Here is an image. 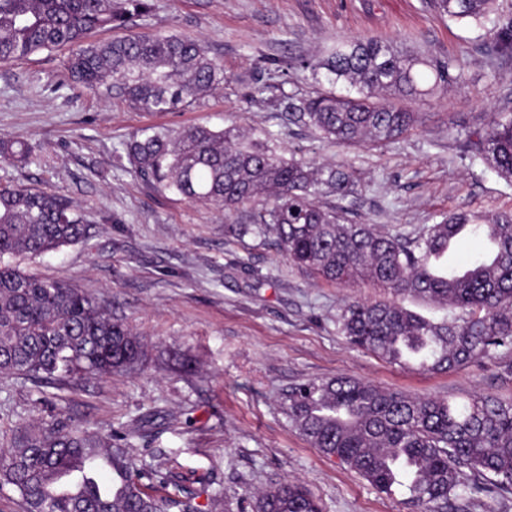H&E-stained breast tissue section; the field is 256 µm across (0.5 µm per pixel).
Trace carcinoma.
Here are the masks:
<instances>
[{
  "label": "carcinoma",
  "mask_w": 512,
  "mask_h": 512,
  "mask_svg": "<svg viewBox=\"0 0 512 512\" xmlns=\"http://www.w3.org/2000/svg\"><path fill=\"white\" fill-rule=\"evenodd\" d=\"M495 0H437L458 23L486 29L487 50L512 58V12ZM150 0H0V63L70 49V77L107 100L143 112H174L215 89L223 68L194 39L176 34H134L89 42L97 29H123L150 12ZM307 66L323 71L346 92H318L289 104L293 121L337 145L386 146L416 128L417 113L401 105L445 92L461 78L453 58L431 60L377 39L346 41ZM456 137L471 163L512 181V114L495 116L481 131L465 117ZM131 172L190 202L211 204L230 217L257 204L234 234H275L285 258L328 284H368L448 309L439 320L391 300L345 305L339 329L348 342L388 363L424 372H449L512 347V212H451L412 236L348 221L317 198H346L354 172L343 164L311 167L277 153L268 134L245 138L231 125L180 130L146 128L124 142ZM27 142L0 136V162L26 164ZM90 225L58 192L0 186V375L32 379L110 375L137 369L147 346L112 318L95 298L62 279L22 272L5 257H33L83 242ZM481 234L492 249L458 279L437 271L466 234ZM291 425L321 454L334 458L378 492L408 494L412 512H464L463 501L492 490L512 492V402L476 395L462 407L389 390L349 376L311 379L283 394ZM478 477L467 482L466 473ZM64 476L66 493L54 491ZM156 475L133 467L128 448L112 436L64 425L29 426L0 452V490L16 492L24 512H214L187 495L173 500L149 492ZM109 483L112 490L98 486ZM256 512H322L301 483L284 480L255 494Z\"/></svg>",
  "instance_id": "1"
}]
</instances>
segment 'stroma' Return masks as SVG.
Wrapping results in <instances>:
<instances>
[{
  "instance_id": "1",
  "label": "stroma",
  "mask_w": 512,
  "mask_h": 512,
  "mask_svg": "<svg viewBox=\"0 0 512 512\" xmlns=\"http://www.w3.org/2000/svg\"><path fill=\"white\" fill-rule=\"evenodd\" d=\"M127 30H97L94 41L149 31L198 40L224 67L225 81L175 112H142L70 82L62 47L0 63V135L27 141L25 165L0 163V185L68 195L92 226L82 243L33 258L20 271L65 279L92 294L148 345L136 371L59 382L0 376V451L21 428L67 422L130 441L133 463L164 478L161 494L186 491L224 512H251L256 489L303 483L324 512H411L404 492L378 493L323 456L282 409L289 386L350 375L382 388L462 406L476 393L512 400V349L456 372L425 374L351 346L337 327L347 296L381 299L367 284L337 288L290 263L273 238L237 237L232 218L135 177L124 141L146 127L238 126L249 138L274 134L283 157L315 166L346 162L353 196L323 198L348 220L412 235L465 209L512 211V183L470 165L451 121L473 129L512 113V61L488 56L475 27L452 22L432 0H152ZM381 38L428 57H454L462 78L446 94L408 101L411 134L384 148L336 146L290 121L289 102L327 89L301 68L337 42Z\"/></svg>"
}]
</instances>
